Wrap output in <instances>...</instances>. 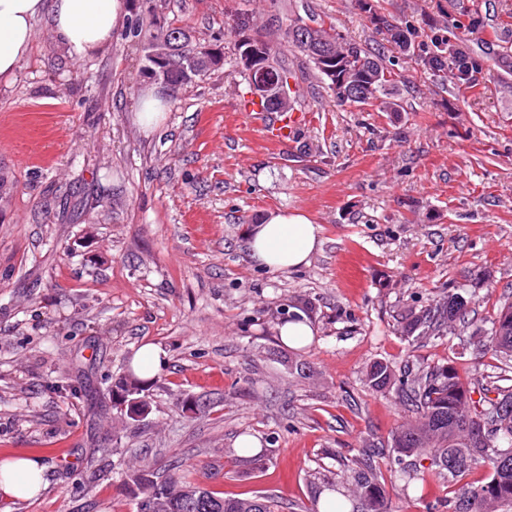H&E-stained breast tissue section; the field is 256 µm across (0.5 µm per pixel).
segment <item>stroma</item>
Here are the masks:
<instances>
[{
	"instance_id": "35a3bbf8",
	"label": "stroma",
	"mask_w": 512,
	"mask_h": 512,
	"mask_svg": "<svg viewBox=\"0 0 512 512\" xmlns=\"http://www.w3.org/2000/svg\"><path fill=\"white\" fill-rule=\"evenodd\" d=\"M373 3L413 25L416 51L451 37L493 74L450 88L404 62L354 0H162L194 43H221L224 66L168 95L147 127L131 40L117 34L74 60L36 20L29 55L0 81V459L40 458L48 486L13 512H136L123 478L143 459L308 512L314 473L342 481L343 459L415 418L396 393L367 386L371 363L476 361L475 387H490L494 357L456 338L408 339L396 316L451 288L477 290L482 318L512 302V73L496 67L512 46V0ZM468 7L463 34L451 23ZM239 12L264 24L296 12L379 49L402 74L399 111L338 105L287 52L307 121L271 142L269 113L242 104ZM274 210L321 224L308 266L273 273L249 261L245 231ZM301 302L317 335L295 351L275 327ZM145 342L167 367L151 413L123 423L109 389ZM295 357L305 370L289 369ZM188 396L215 406L184 417ZM243 433L260 440L263 466L238 456ZM386 487L391 512H447L448 487L432 477L390 473Z\"/></svg>"
}]
</instances>
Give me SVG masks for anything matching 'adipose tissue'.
Masks as SVG:
<instances>
[{"label": "adipose tissue", "instance_id": "obj_1", "mask_svg": "<svg viewBox=\"0 0 512 512\" xmlns=\"http://www.w3.org/2000/svg\"><path fill=\"white\" fill-rule=\"evenodd\" d=\"M124 8V0H0V80L11 79L28 55L35 20H45L69 57L84 60L111 44ZM246 241L253 264L294 270L320 250L322 227L304 213L276 211L250 225ZM45 470L30 456L1 460L0 505L23 503L45 490Z\"/></svg>", "mask_w": 512, "mask_h": 512}]
</instances>
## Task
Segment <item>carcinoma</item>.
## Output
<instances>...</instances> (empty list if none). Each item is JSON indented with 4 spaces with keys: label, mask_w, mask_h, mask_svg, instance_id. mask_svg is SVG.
<instances>
[{
    "label": "carcinoma",
    "mask_w": 512,
    "mask_h": 512,
    "mask_svg": "<svg viewBox=\"0 0 512 512\" xmlns=\"http://www.w3.org/2000/svg\"><path fill=\"white\" fill-rule=\"evenodd\" d=\"M359 10L369 18L375 30L388 43L408 55L412 49L410 27L393 22L377 13L372 0H356ZM146 10L136 11L129 34L141 48L143 74L154 67L149 51L167 50L172 42L183 44L181 57L186 68H168L164 74L179 89L189 83L185 70L191 69L193 51L189 32L159 15L154 0H146ZM236 66L245 82L251 80V68L268 64L275 75L284 80L296 79L295 73L280 64L276 54L286 47L304 55L313 65L327 91L336 95L340 105H373L374 101L392 95L398 87V74L384 64L380 55L355 43L346 42L335 26L307 23L300 16L288 18L279 44L273 45L260 33L254 16L240 14L234 19ZM326 51L330 66H340L339 73L348 74L358 84L361 99L336 94L334 80L322 68L318 51ZM418 64L434 74L443 73L458 88H470L482 64L473 55L460 50L452 39H436L431 50L417 58ZM476 291L461 294L448 290L444 299L430 308L409 310L402 317V332L417 340L448 335V326L456 324L465 330L483 333L468 344L491 354L500 363V380L496 397H472L470 374L477 365L461 367L453 362L422 366L416 370L405 366L394 369L385 361H376L365 371L367 385L375 391L395 390L405 404L416 408L415 421L391 433L392 456L380 450L382 444L367 443L358 455L344 464L351 483L344 498L330 502L334 512H389V497L383 469L396 465L401 471L417 475L429 474L453 486L448 497V512H512V303L504 306L489 320L471 316L476 305ZM136 391L147 397L146 383L132 371L112 379L114 404L124 402L123 395ZM429 461L425 466L422 461ZM490 470L487 481L472 486L461 483L466 474L480 469ZM154 470L149 464L134 466L125 473L124 483L134 487L139 499L138 512L146 504L161 500L165 507L156 512H279L277 501L269 495L254 498L224 497L186 476L173 472L163 483L150 480Z\"/></svg>",
    "instance_id": "1"
}]
</instances>
